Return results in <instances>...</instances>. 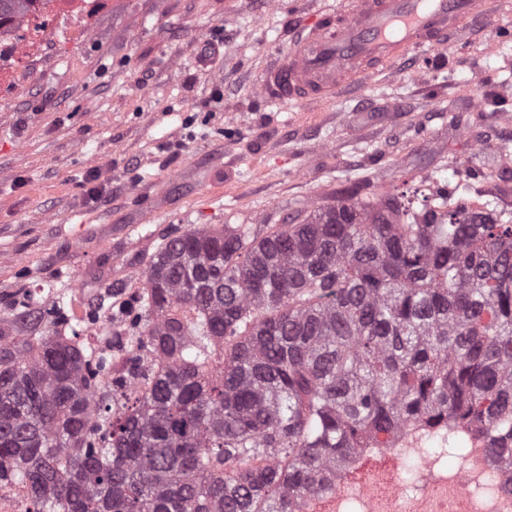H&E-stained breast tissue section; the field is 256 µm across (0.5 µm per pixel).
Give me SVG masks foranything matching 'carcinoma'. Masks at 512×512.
<instances>
[{
  "label": "carcinoma",
  "mask_w": 512,
  "mask_h": 512,
  "mask_svg": "<svg viewBox=\"0 0 512 512\" xmlns=\"http://www.w3.org/2000/svg\"><path fill=\"white\" fill-rule=\"evenodd\" d=\"M464 188L171 238L120 361L22 312L0 328V485L27 512H305L415 428L481 438L512 482V220Z\"/></svg>",
  "instance_id": "obj_1"
}]
</instances>
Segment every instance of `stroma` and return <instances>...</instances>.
Masks as SVG:
<instances>
[{"instance_id": "stroma-1", "label": "stroma", "mask_w": 512, "mask_h": 512, "mask_svg": "<svg viewBox=\"0 0 512 512\" xmlns=\"http://www.w3.org/2000/svg\"><path fill=\"white\" fill-rule=\"evenodd\" d=\"M85 31L24 58L0 47V320L40 289L124 304L169 238L262 229L351 192L380 195L479 167L512 211V5L415 53L406 71L326 103L257 91L304 0H96ZM106 190L88 198L90 171Z\"/></svg>"}]
</instances>
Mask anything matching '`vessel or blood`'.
<instances>
[{"mask_svg": "<svg viewBox=\"0 0 512 512\" xmlns=\"http://www.w3.org/2000/svg\"><path fill=\"white\" fill-rule=\"evenodd\" d=\"M494 0H321L258 83L262 96L325 102L390 73L411 50L446 48L448 36Z\"/></svg>", "mask_w": 512, "mask_h": 512, "instance_id": "vessel-or-blood-1", "label": "vessel or blood"}]
</instances>
